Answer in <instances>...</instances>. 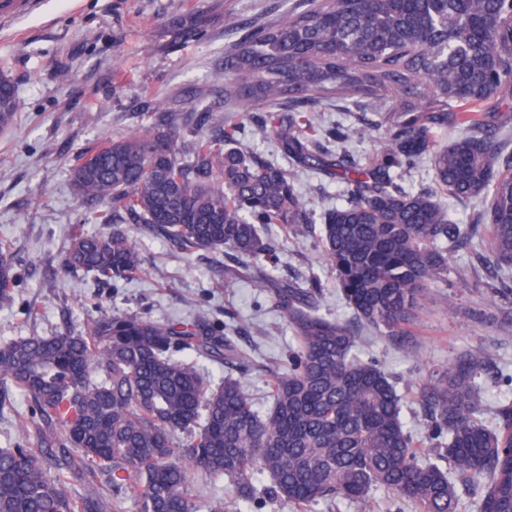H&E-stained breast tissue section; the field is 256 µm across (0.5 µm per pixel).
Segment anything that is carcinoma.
<instances>
[{
    "label": "carcinoma",
    "mask_w": 512,
    "mask_h": 512,
    "mask_svg": "<svg viewBox=\"0 0 512 512\" xmlns=\"http://www.w3.org/2000/svg\"><path fill=\"white\" fill-rule=\"evenodd\" d=\"M226 25L237 38L224 49L216 92L282 158L341 184L320 234L359 324L411 335L452 247L481 228L480 261L512 271V153L497 129L499 112L512 109V0H304L275 23ZM172 27L180 40L208 39L200 14ZM330 97L369 100L367 165L303 130L302 113ZM145 108L150 125L106 140L74 168L77 199L112 230L74 234L63 267L114 288L139 276L144 260L124 218L141 236L224 253V273L269 289L298 347L261 412L233 373L214 387L173 357L244 366L237 330L204 316L160 323L103 312L83 327L1 342L0 402L21 393L33 435L0 448V512H110L126 499L138 512H197L194 477L230 487L209 512H242L262 496L297 512L366 505L378 490L417 512H460L457 483L475 479L478 512H512V405L487 425L474 381L487 353L467 352L419 386L427 429L453 467L420 459L402 395L360 356L348 325L319 313L320 284L304 289L270 272L275 246L261 226L311 222L288 169L241 148L237 125L209 105L184 124L157 96ZM450 123L457 135L443 144L438 132ZM425 160L449 198L477 201L474 223H452L433 193L398 183ZM16 279L14 258L0 251V306L13 301ZM102 473L109 495L67 490V476L93 484Z\"/></svg>",
    "instance_id": "1"
}]
</instances>
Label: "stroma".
<instances>
[{"instance_id": "stroma-1", "label": "stroma", "mask_w": 512, "mask_h": 512, "mask_svg": "<svg viewBox=\"0 0 512 512\" xmlns=\"http://www.w3.org/2000/svg\"><path fill=\"white\" fill-rule=\"evenodd\" d=\"M33 13L0 26V72L14 82V125L0 132V247L16 257L11 304L0 306V342L50 335L100 312L138 314L157 322L203 315L240 327L238 345L251 362L240 378L250 397L265 404L271 377L264 364L283 361L295 339L269 291L224 275L221 264L170 243L141 238L145 272L112 287L92 276L65 271L64 254L74 231L101 232L73 195L71 174L85 151L150 119L145 93L184 114L210 95L213 75L231 42L225 16L239 22L279 19L298 0H39ZM200 9L206 42L176 40L171 20ZM366 103L333 98L309 113L317 142L334 125L345 128L344 147L365 163L368 142L360 117ZM295 184L313 222L287 233L272 228L275 274L301 286L318 281L321 312L349 324L353 315L323 260L319 220L340 200L337 183L294 171ZM477 242L453 251L447 283L433 286V300L405 340L358 330L363 358L374 361L405 396L408 427L435 448L413 388L426 383L466 351L489 359L480 382L488 409L512 404V299L493 297L496 282L476 266ZM466 277H458V270Z\"/></svg>"}]
</instances>
